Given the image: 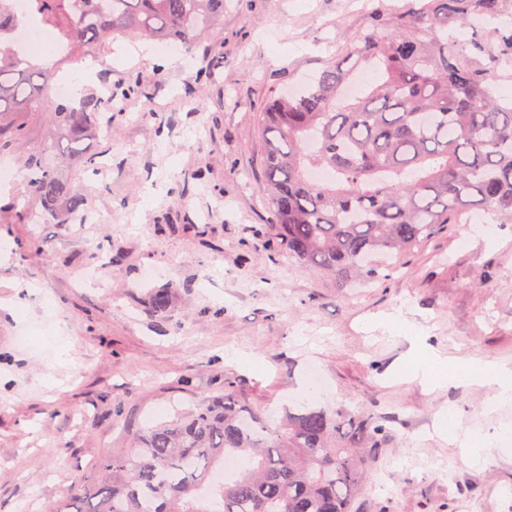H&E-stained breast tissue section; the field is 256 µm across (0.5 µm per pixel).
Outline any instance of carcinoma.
I'll return each instance as SVG.
<instances>
[{
    "label": "carcinoma",
    "instance_id": "obj_1",
    "mask_svg": "<svg viewBox=\"0 0 512 512\" xmlns=\"http://www.w3.org/2000/svg\"><path fill=\"white\" fill-rule=\"evenodd\" d=\"M504 0H406L376 10L345 53L294 96L275 93L261 112L260 190L268 197L288 257L363 283L389 279L374 254L410 250L441 224L476 212L512 223V102L496 95L498 68L512 64V26L491 42L481 32ZM41 25L66 52L54 62L99 57L118 36L181 42L190 48L224 18V0H31ZM469 26L472 37L448 32ZM483 57L487 63H481ZM373 67L378 79L347 100L343 88ZM54 70L24 45L0 39V153L23 136L13 116L47 112L59 135L26 159V188L59 224L87 216L86 200L50 164L100 173L83 147L111 125L112 99L78 104L51 94ZM332 179L311 181L310 169ZM386 430L371 418L305 406L285 410L272 431L238 385L170 421L141 430L129 452L95 463V479L52 512H352ZM242 462L236 479L203 490L224 459Z\"/></svg>",
    "mask_w": 512,
    "mask_h": 512
}]
</instances>
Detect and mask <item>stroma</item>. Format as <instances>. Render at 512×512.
<instances>
[{
	"instance_id": "obj_1",
	"label": "stroma",
	"mask_w": 512,
	"mask_h": 512,
	"mask_svg": "<svg viewBox=\"0 0 512 512\" xmlns=\"http://www.w3.org/2000/svg\"><path fill=\"white\" fill-rule=\"evenodd\" d=\"M400 4L224 0L223 24L180 56L130 60L114 42L84 84L112 86V124L88 143L107 174L62 170L90 220L0 224V512H49L135 430L212 399L228 376L276 428L307 401L311 367L323 378L311 406L387 429L355 512H512V444L476 464L435 433L450 408L460 429L493 437L512 402L397 376L412 342L380 326L402 314L454 365L512 368V224L483 215L486 238L439 226L393 279L341 282L281 251L258 189L272 91L342 54L373 8Z\"/></svg>"
}]
</instances>
